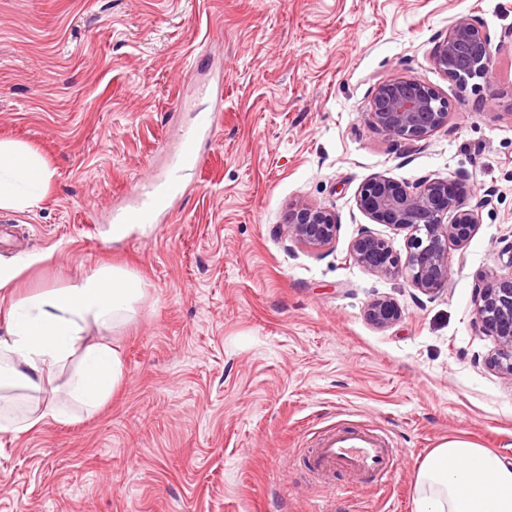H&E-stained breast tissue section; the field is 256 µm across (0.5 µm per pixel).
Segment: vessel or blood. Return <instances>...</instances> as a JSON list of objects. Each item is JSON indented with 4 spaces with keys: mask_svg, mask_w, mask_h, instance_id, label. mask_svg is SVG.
<instances>
[{
    "mask_svg": "<svg viewBox=\"0 0 512 512\" xmlns=\"http://www.w3.org/2000/svg\"><path fill=\"white\" fill-rule=\"evenodd\" d=\"M217 119V114L199 112L193 122L183 125L163 174L138 181L131 190L130 205L113 211V223L140 224L147 234H155L162 216L170 212L171 202L180 194L186 175L201 165ZM399 454V449L387 446L373 431L339 425L319 439L314 462L325 468L340 465L381 482L391 474Z\"/></svg>",
    "mask_w": 512,
    "mask_h": 512,
    "instance_id": "vessel-or-blood-1",
    "label": "vessel or blood"
}]
</instances>
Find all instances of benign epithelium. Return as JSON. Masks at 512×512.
Returning a JSON list of instances; mask_svg holds the SVG:
<instances>
[{
	"instance_id": "1",
	"label": "benign epithelium",
	"mask_w": 512,
	"mask_h": 512,
	"mask_svg": "<svg viewBox=\"0 0 512 512\" xmlns=\"http://www.w3.org/2000/svg\"><path fill=\"white\" fill-rule=\"evenodd\" d=\"M492 59L491 39L467 17L454 21L433 55L435 67L445 76L474 89L489 78ZM368 119L393 137L421 142L448 124V100L423 82L400 77L378 85ZM356 202L374 223L408 230L410 236L403 258L390 240L362 228L351 242L349 259L382 275L402 276L426 295L445 286L451 248L467 243L479 224L478 212L444 179H425L409 189L375 176L362 184ZM337 228L336 215L328 208L298 202L288 210V237L301 244L325 247L336 240ZM366 315L384 327L397 320L400 308L391 299L378 298L368 304ZM475 316L497 341L490 365L512 377V271L479 288Z\"/></svg>"
}]
</instances>
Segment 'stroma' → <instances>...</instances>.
Returning a JSON list of instances; mask_svg holds the SVG:
<instances>
[{
  "mask_svg": "<svg viewBox=\"0 0 512 512\" xmlns=\"http://www.w3.org/2000/svg\"><path fill=\"white\" fill-rule=\"evenodd\" d=\"M461 16L491 37L476 90L432 61ZM399 77L448 100L427 140L367 120ZM214 111L157 235L110 240L127 190ZM4 138L53 171L39 207L0 210V260L42 257L19 292L120 264L145 296L106 407L0 437V512H415L416 466L443 442L512 461V377L474 315L478 285L512 270V0H0ZM378 175L454 181L479 209L434 296L349 258ZM295 201L335 212L333 244L289 239ZM384 297L402 315L382 328L366 309ZM344 421L401 448L384 485L315 475L308 434Z\"/></svg>",
  "mask_w": 512,
  "mask_h": 512,
  "instance_id": "stroma-1",
  "label": "stroma"
}]
</instances>
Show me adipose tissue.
Masks as SVG:
<instances>
[{"label":"adipose tissue","instance_id":"1","mask_svg":"<svg viewBox=\"0 0 512 512\" xmlns=\"http://www.w3.org/2000/svg\"><path fill=\"white\" fill-rule=\"evenodd\" d=\"M53 172L26 145L0 140V210H27L46 197ZM38 255L0 263V433L31 432L50 421L98 412L125 377L114 329L137 314L140 276L102 265L66 285L13 297ZM416 512H512V463L463 439L433 449L415 474Z\"/></svg>","mask_w":512,"mask_h":512}]
</instances>
